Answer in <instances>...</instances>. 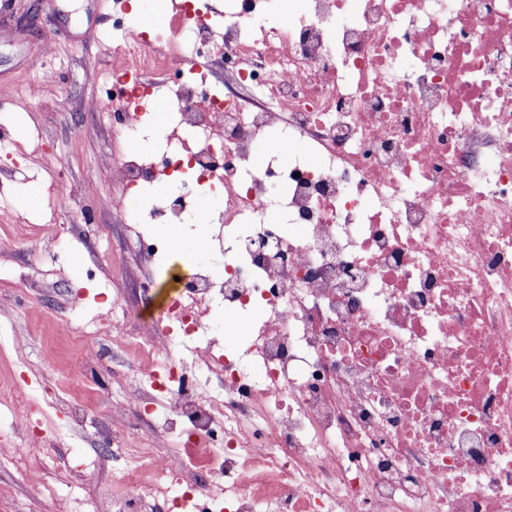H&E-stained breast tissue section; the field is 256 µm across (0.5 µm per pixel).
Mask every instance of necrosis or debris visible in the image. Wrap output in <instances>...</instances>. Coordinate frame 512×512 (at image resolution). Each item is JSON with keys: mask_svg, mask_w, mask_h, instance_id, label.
Here are the masks:
<instances>
[{"mask_svg": "<svg viewBox=\"0 0 512 512\" xmlns=\"http://www.w3.org/2000/svg\"><path fill=\"white\" fill-rule=\"evenodd\" d=\"M227 2L219 28L193 0L174 17L223 90L149 26L103 105L130 132L171 91L160 154L112 162L127 190L224 192V268L181 276L179 326L206 331L216 295L264 318L248 362L201 351L222 396L166 372L157 440L187 441L126 473L117 512L187 469L225 512H512V0H302L270 31V0ZM275 132L287 159L256 164Z\"/></svg>", "mask_w": 512, "mask_h": 512, "instance_id": "4bbe7bcc", "label": "necrosis or debris"}]
</instances>
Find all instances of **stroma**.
<instances>
[{"label": "stroma", "mask_w": 512, "mask_h": 512, "mask_svg": "<svg viewBox=\"0 0 512 512\" xmlns=\"http://www.w3.org/2000/svg\"><path fill=\"white\" fill-rule=\"evenodd\" d=\"M174 0H0V124L10 138L0 145V239L13 240L0 252V512H74L110 508L124 472L142 452L154 451L153 433L160 418L151 410L130 408L121 425L112 423L113 405L136 389L150 391L154 404L164 395L151 391L152 358L139 354L112 334L113 320L127 304H139L145 318L171 322L169 308L179 290L167 274L151 295L142 281L129 278L136 262L134 231L112 209L125 198L127 210H148L169 186L153 183L148 193L127 191L103 167V156L156 152L160 140L153 127L136 137L119 132L102 106V81L112 72V47L137 30L140 14H153L169 31ZM60 82L47 85L42 69ZM65 168H58V159ZM64 175L74 186L93 183L97 221L84 223L83 199L51 215L52 181ZM187 213L183 223L156 224L152 230L170 237L185 260L219 266V247L196 249L208 237L207 225ZM261 309L225 310L209 305L207 337L216 354H243L225 325L246 327ZM66 319L86 329L81 344L56 335L54 322ZM25 402L28 420L15 410ZM88 405L74 411L76 402ZM48 434L31 444L28 426ZM39 460L41 471L29 474L17 464Z\"/></svg>", "instance_id": "obj_1"}]
</instances>
